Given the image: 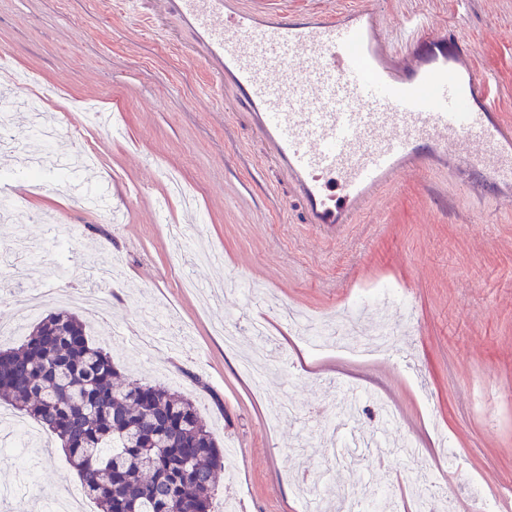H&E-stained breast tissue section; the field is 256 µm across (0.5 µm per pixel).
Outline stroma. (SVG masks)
I'll list each match as a JSON object with an SVG mask.
<instances>
[{
  "label": "stroma",
  "mask_w": 512,
  "mask_h": 512,
  "mask_svg": "<svg viewBox=\"0 0 512 512\" xmlns=\"http://www.w3.org/2000/svg\"><path fill=\"white\" fill-rule=\"evenodd\" d=\"M391 22L425 16L460 27L476 63L496 81L492 103L512 122V0H381ZM142 22L116 0H0V54L14 70L37 76L22 89L48 119L65 120L43 144L26 109L12 108L19 152L97 159L87 187H61L75 170L45 167L34 192L0 219V273L7 244L22 235L55 250L36 265L42 288L85 292L90 266H115L112 300L99 315L81 305L95 344L114 356L122 378L170 386L198 406L220 447L232 449L213 495L224 512H300L299 481L324 473V492L351 481L336 471L329 423L337 388H361L356 425L376 432L380 404L393 413L394 438L422 450L415 467L401 458L361 471L364 501L406 512L412 469L446 484L448 512H469L473 491L512 489V211L466 195L458 176L422 174L389 191L379 212L321 234L288 223L260 162L261 145L244 122L226 120L206 97L208 78L172 43L181 28L159 0ZM18 152V153H19ZM135 194L127 220L102 221L92 198L98 180ZM183 225L219 256L202 263L193 247L176 248L169 227ZM387 283L400 291L369 305L364 325L398 334L397 356L357 358L333 348L312 351L284 324L283 313L323 319L356 296ZM264 316L270 338L253 335ZM160 318L174 347L153 351L132 336ZM230 322L237 345L216 327ZM264 352L265 384L239 369ZM288 400L296 420L267 425L269 407ZM39 457L34 496L0 499V512H41L43 504L81 491L59 443L41 430L19 431Z\"/></svg>",
  "instance_id": "35a3bbf8"
}]
</instances>
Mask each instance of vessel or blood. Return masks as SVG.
I'll list each match as a JSON object with an SVG mask.
<instances>
[{"label": "vessel or blood", "mask_w": 512, "mask_h": 512, "mask_svg": "<svg viewBox=\"0 0 512 512\" xmlns=\"http://www.w3.org/2000/svg\"><path fill=\"white\" fill-rule=\"evenodd\" d=\"M192 38L212 97L245 114L277 175L284 213L331 229L371 213L392 185L431 170L512 210V124L455 28L391 26L380 0L288 14L258 0H161ZM344 443L366 444L350 419Z\"/></svg>", "instance_id": "obj_1"}]
</instances>
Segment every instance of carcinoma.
I'll return each mask as SVG.
<instances>
[{
  "label": "carcinoma",
  "instance_id": "carcinoma-1",
  "mask_svg": "<svg viewBox=\"0 0 512 512\" xmlns=\"http://www.w3.org/2000/svg\"><path fill=\"white\" fill-rule=\"evenodd\" d=\"M0 400L58 440L98 512H210L224 450L195 403L120 380L75 313L57 309L0 350Z\"/></svg>",
  "mask_w": 512,
  "mask_h": 512
}]
</instances>
